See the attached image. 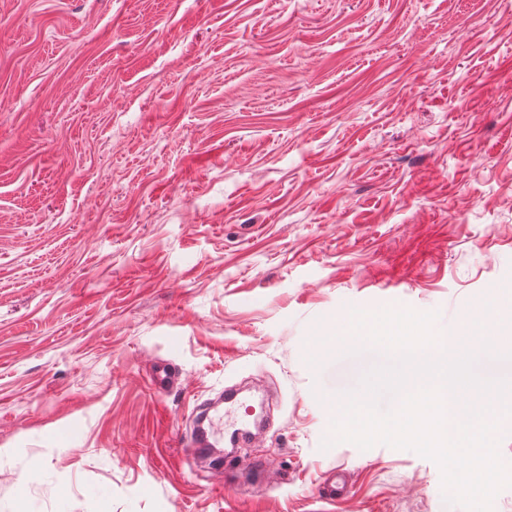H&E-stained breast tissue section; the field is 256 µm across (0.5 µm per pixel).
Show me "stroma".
I'll list each match as a JSON object with an SVG mask.
<instances>
[{"mask_svg":"<svg viewBox=\"0 0 512 512\" xmlns=\"http://www.w3.org/2000/svg\"><path fill=\"white\" fill-rule=\"evenodd\" d=\"M510 14L0 0V512H461L413 451L322 449L349 356L310 345L512 290ZM232 385L271 426L210 486L180 430Z\"/></svg>","mask_w":512,"mask_h":512,"instance_id":"35a3bbf8","label":"stroma"}]
</instances>
